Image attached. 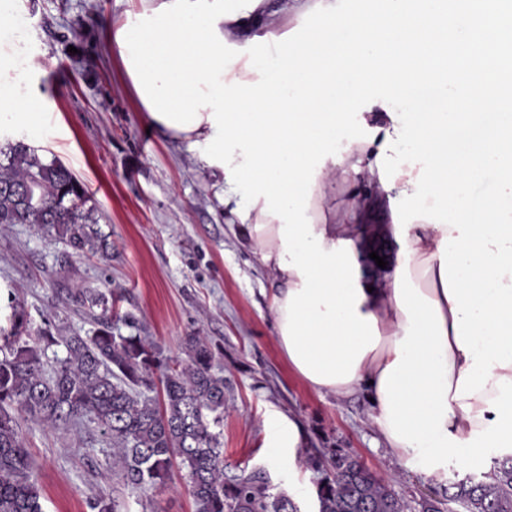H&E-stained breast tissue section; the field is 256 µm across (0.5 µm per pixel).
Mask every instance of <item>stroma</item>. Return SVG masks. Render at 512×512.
Wrapping results in <instances>:
<instances>
[{
	"mask_svg": "<svg viewBox=\"0 0 512 512\" xmlns=\"http://www.w3.org/2000/svg\"><path fill=\"white\" fill-rule=\"evenodd\" d=\"M26 24L25 50L35 70L17 93L35 86L50 115L45 128L21 124L7 135L58 159L85 185L112 254L78 255L28 224H0V286L26 311L30 331L57 336L93 329L71 290L93 289L163 357L183 356L186 337L203 336L224 377L221 426L227 475L265 470L289 490L302 512H317V472L306 449L335 448L363 461L405 500L437 501L441 512H466L448 501L450 480L465 469L448 464L432 477L420 461L401 462L385 448L363 397L322 396L288 367L277 343L270 293L277 282L259 262L237 216L251 189L224 193V174L188 148L150 130L119 58L106 48L108 22L139 12L140 0H0ZM364 178L332 177L319 205L334 217L375 195ZM290 417L297 448L270 445V421ZM35 462L44 512H89L91 498L116 499L122 512H194L187 472L174 465L165 487L132 494L113 473L106 445L91 424L44 429L21 420Z\"/></svg>",
	"mask_w": 512,
	"mask_h": 512,
	"instance_id": "1",
	"label": "stroma"
}]
</instances>
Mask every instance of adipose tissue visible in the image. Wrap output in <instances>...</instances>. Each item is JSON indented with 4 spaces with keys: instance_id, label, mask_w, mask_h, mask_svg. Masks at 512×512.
Here are the masks:
<instances>
[{
    "instance_id": "ef3b65f1",
    "label": "adipose tissue",
    "mask_w": 512,
    "mask_h": 512,
    "mask_svg": "<svg viewBox=\"0 0 512 512\" xmlns=\"http://www.w3.org/2000/svg\"><path fill=\"white\" fill-rule=\"evenodd\" d=\"M247 2L144 0L107 44L153 128L252 186L240 219L278 282L293 371L321 395L363 394L425 476L481 466L512 449V0H303L319 23L282 38L258 31L267 0ZM41 102L9 98L0 128L42 126ZM491 167L500 193L468 194ZM335 171L379 186L339 223L308 213ZM383 205L402 220L372 224ZM388 234L405 259L361 272Z\"/></svg>"
}]
</instances>
